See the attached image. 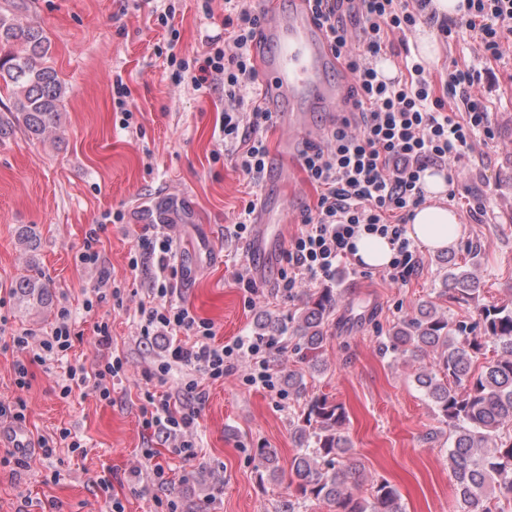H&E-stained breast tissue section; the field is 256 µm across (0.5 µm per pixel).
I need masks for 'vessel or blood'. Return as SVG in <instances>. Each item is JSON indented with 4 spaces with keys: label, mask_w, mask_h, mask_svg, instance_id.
<instances>
[{
    "label": "vessel or blood",
    "mask_w": 512,
    "mask_h": 512,
    "mask_svg": "<svg viewBox=\"0 0 512 512\" xmlns=\"http://www.w3.org/2000/svg\"><path fill=\"white\" fill-rule=\"evenodd\" d=\"M262 33L266 47L259 64L265 107L290 129L302 123V101H309L314 112H337L348 87L323 78L336 60L305 0H296L295 9L285 16L266 8Z\"/></svg>",
    "instance_id": "b4317fda"
}]
</instances>
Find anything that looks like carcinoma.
<instances>
[{"instance_id":"obj_1","label":"carcinoma","mask_w":512,"mask_h":512,"mask_svg":"<svg viewBox=\"0 0 512 512\" xmlns=\"http://www.w3.org/2000/svg\"><path fill=\"white\" fill-rule=\"evenodd\" d=\"M0 91L11 103L0 113V138L21 130L39 139L61 125L64 87L56 71L44 64L49 46L43 31L0 13ZM18 294L41 300L45 287L39 274L21 276ZM480 281L469 271H450L438 297L459 305L474 303L478 322H454L427 302L377 336L380 354L399 358L414 349L437 354L435 368L416 377L448 427V467L457 491L456 512H512V304H480ZM333 297L326 289L307 302L291 320L293 349L305 367L284 377L288 395L306 394L304 372L320 371L319 356L327 336ZM494 355L486 357L487 347ZM485 356L479 362V356ZM344 407L324 395L306 400L294 428L298 452L290 463L291 479L280 512H299L307 502L326 501L336 512H403L397 489L381 479L367 497L355 496L360 471L348 457L351 443L343 435ZM259 468L277 478L278 454L259 452Z\"/></svg>"}]
</instances>
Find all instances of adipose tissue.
I'll return each mask as SVG.
<instances>
[{
    "label": "adipose tissue",
    "instance_id": "ef3b65f1",
    "mask_svg": "<svg viewBox=\"0 0 512 512\" xmlns=\"http://www.w3.org/2000/svg\"><path fill=\"white\" fill-rule=\"evenodd\" d=\"M448 185L445 172L438 171L424 176L427 201L418 207L408 223V236L432 250L452 247L460 235L457 213L444 203Z\"/></svg>",
    "mask_w": 512,
    "mask_h": 512
}]
</instances>
